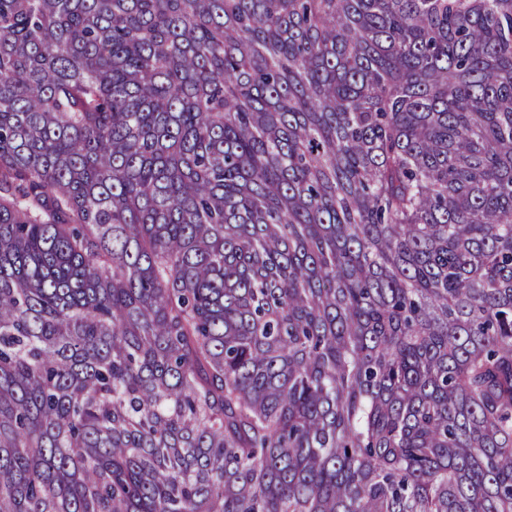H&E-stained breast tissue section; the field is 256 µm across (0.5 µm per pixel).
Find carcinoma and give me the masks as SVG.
Returning <instances> with one entry per match:
<instances>
[{
	"label": "carcinoma",
	"mask_w": 512,
	"mask_h": 512,
	"mask_svg": "<svg viewBox=\"0 0 512 512\" xmlns=\"http://www.w3.org/2000/svg\"><path fill=\"white\" fill-rule=\"evenodd\" d=\"M0 512H512V0H0Z\"/></svg>",
	"instance_id": "1"
}]
</instances>
